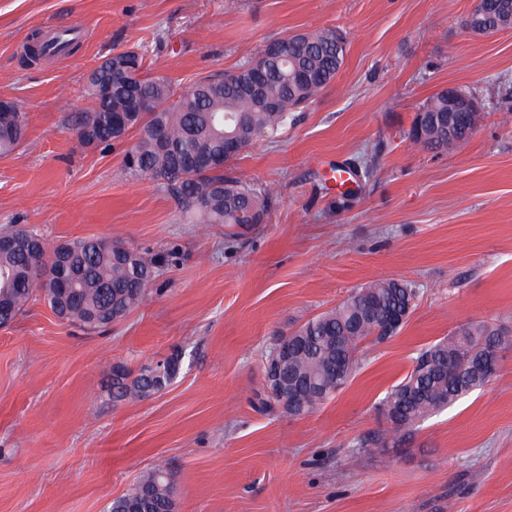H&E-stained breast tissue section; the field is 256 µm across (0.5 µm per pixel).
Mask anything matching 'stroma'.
I'll use <instances>...</instances> for the list:
<instances>
[{
  "instance_id": "1",
  "label": "stroma",
  "mask_w": 512,
  "mask_h": 512,
  "mask_svg": "<svg viewBox=\"0 0 512 512\" xmlns=\"http://www.w3.org/2000/svg\"><path fill=\"white\" fill-rule=\"evenodd\" d=\"M474 0H0V99L27 112L0 157V225L48 243L109 237L178 247L141 306L100 333L37 299L0 328V512H108L166 462L177 512H512V351L486 385L425 420L399 447H359L416 353L462 325L512 326V29L463 23ZM323 27L348 40L336 79L278 142L234 173L272 191L270 216L237 241L187 223L146 179L122 172L133 138L73 150L68 115L87 74L136 48L179 89L222 75L268 41ZM73 29L77 49L23 62L32 35ZM456 86L481 103L472 137L444 155L414 146L416 115ZM379 151L373 177L336 207L331 165ZM383 278L411 283L400 330L368 346L316 412L261 410L277 339ZM181 352L166 389L113 403L114 366Z\"/></svg>"
}]
</instances>
